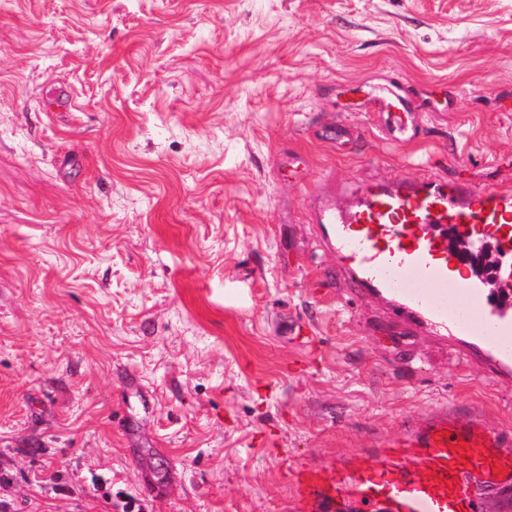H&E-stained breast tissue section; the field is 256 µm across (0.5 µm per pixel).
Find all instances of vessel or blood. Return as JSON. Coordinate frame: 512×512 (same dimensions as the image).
<instances>
[{
	"label": "vessel or blood",
	"mask_w": 512,
	"mask_h": 512,
	"mask_svg": "<svg viewBox=\"0 0 512 512\" xmlns=\"http://www.w3.org/2000/svg\"><path fill=\"white\" fill-rule=\"evenodd\" d=\"M379 113L388 140L408 142L418 130L419 105L392 87L365 100ZM353 201L336 206L316 197L317 231L326 248L348 259L358 288L389 298L407 318L466 335L503 377L512 376V347L496 344L512 334V309L486 308L473 283V326L461 331L442 310L435 289L455 281L448 258V229L476 231L512 255V188L478 191L438 177L389 181L354 190ZM298 512H335L337 501L369 512H483L487 496L512 490V429L493 427L481 415L460 418L452 407L404 423L380 450L377 467L364 458L320 468L298 465L294 473Z\"/></svg>",
	"instance_id": "1"
}]
</instances>
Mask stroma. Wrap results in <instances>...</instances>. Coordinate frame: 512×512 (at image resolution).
I'll use <instances>...</instances> for the list:
<instances>
[{"mask_svg":"<svg viewBox=\"0 0 512 512\" xmlns=\"http://www.w3.org/2000/svg\"><path fill=\"white\" fill-rule=\"evenodd\" d=\"M389 83L430 103L412 142L362 105ZM429 175L512 185V0H0L12 512H116L96 475L148 512H294L297 463L407 417L512 426V383L315 231L329 183Z\"/></svg>","mask_w":512,"mask_h":512,"instance_id":"35a3bbf8","label":"stroma"}]
</instances>
